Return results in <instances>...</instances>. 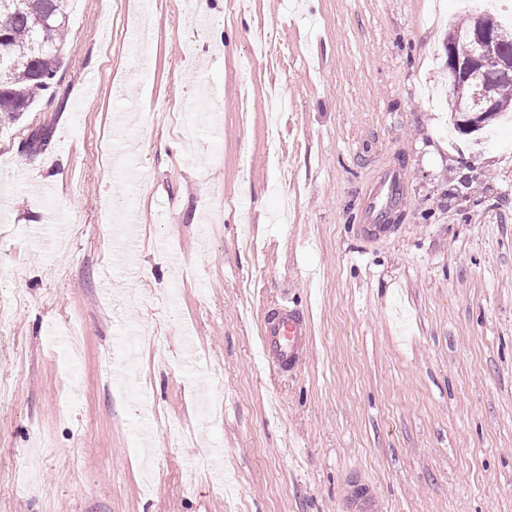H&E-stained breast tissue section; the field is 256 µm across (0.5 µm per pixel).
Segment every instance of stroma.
I'll use <instances>...</instances> for the list:
<instances>
[{"instance_id":"stroma-1","label":"stroma","mask_w":512,"mask_h":512,"mask_svg":"<svg viewBox=\"0 0 512 512\" xmlns=\"http://www.w3.org/2000/svg\"><path fill=\"white\" fill-rule=\"evenodd\" d=\"M112 2L71 0L51 89L0 118V512H344L355 478L386 512H512V123L453 128L461 0ZM283 295L310 333L280 378ZM135 327L141 406L105 376ZM402 175L394 170L386 171L372 186L368 195L367 219L365 233L377 239L386 233H394L398 224H389L393 211L400 203ZM307 337L306 317L283 296L264 315L260 342L265 364L274 374L297 371Z\"/></svg>"}]
</instances>
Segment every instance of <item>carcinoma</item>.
I'll return each instance as SVG.
<instances>
[{
  "mask_svg": "<svg viewBox=\"0 0 512 512\" xmlns=\"http://www.w3.org/2000/svg\"><path fill=\"white\" fill-rule=\"evenodd\" d=\"M68 0H0V114L9 118L27 111L51 87L61 65L68 28ZM474 19L453 25L448 35L447 67L466 58L473 45L469 31ZM492 49L512 56V31L495 23ZM486 90L494 106L481 112L473 124L464 116L477 111V96ZM451 111L461 132H480L512 107V72L496 78L472 77L452 87Z\"/></svg>",
  "mask_w": 512,
  "mask_h": 512,
  "instance_id": "cac0c4a2",
  "label": "carcinoma"
}]
</instances>
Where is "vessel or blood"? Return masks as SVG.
<instances>
[{
    "label": "vessel or blood",
    "mask_w": 512,
    "mask_h": 512,
    "mask_svg": "<svg viewBox=\"0 0 512 512\" xmlns=\"http://www.w3.org/2000/svg\"><path fill=\"white\" fill-rule=\"evenodd\" d=\"M402 175L386 171L372 186L368 195L365 233L376 239L396 232L391 222L393 211L400 203ZM307 337L306 318L288 299H280L264 315L260 327V342L264 361L270 372L280 374L299 369L304 357ZM347 512H386L383 501L373 488L362 481L351 483L346 498Z\"/></svg>",
    "instance_id": "obj_1"
}]
</instances>
